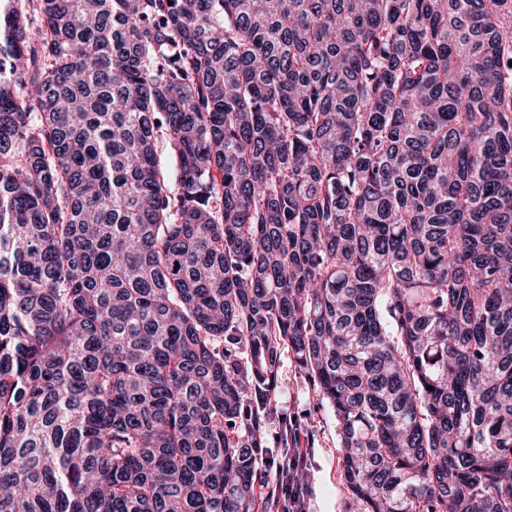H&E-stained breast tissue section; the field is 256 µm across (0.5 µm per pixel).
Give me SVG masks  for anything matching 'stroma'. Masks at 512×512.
Segmentation results:
<instances>
[{"instance_id": "stroma-1", "label": "stroma", "mask_w": 512, "mask_h": 512, "mask_svg": "<svg viewBox=\"0 0 512 512\" xmlns=\"http://www.w3.org/2000/svg\"><path fill=\"white\" fill-rule=\"evenodd\" d=\"M286 416L297 418L313 434L302 479L307 488L309 512H354L353 499L343 481L342 451L334 411L288 356L283 357L279 368L275 409L264 425L268 452L259 468L261 493H268L275 486V467L280 454L278 434Z\"/></svg>"}]
</instances>
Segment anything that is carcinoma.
Segmentation results:
<instances>
[{"instance_id": "1", "label": "carcinoma", "mask_w": 512, "mask_h": 512, "mask_svg": "<svg viewBox=\"0 0 512 512\" xmlns=\"http://www.w3.org/2000/svg\"><path fill=\"white\" fill-rule=\"evenodd\" d=\"M4 2L0 512H512V0ZM273 405V414L265 421L264 436L268 453L262 461L260 491L262 498L275 488V467L281 488L274 500L275 511L264 512H356L352 496L343 481L342 451L333 409L321 399L312 383L296 362L284 356L279 368V383ZM295 417L313 433L310 448H304L299 427L289 424L285 428L288 456L276 466L280 448L278 434L282 418ZM309 449V455H308ZM303 470L302 482L295 476ZM288 472V484L283 477ZM306 498V499H305ZM307 502V510L305 508Z\"/></svg>"}]
</instances>
